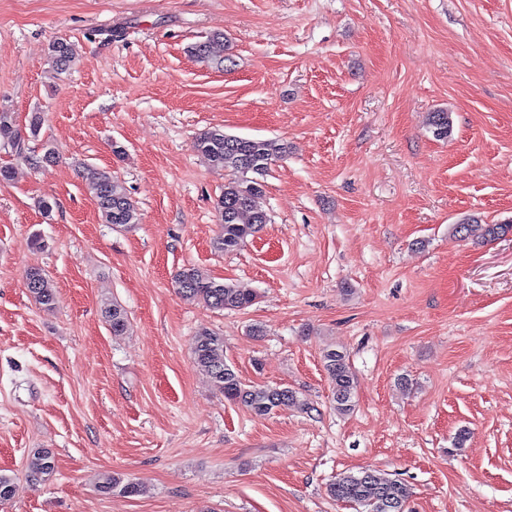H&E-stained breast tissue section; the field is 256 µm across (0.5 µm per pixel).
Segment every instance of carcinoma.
I'll return each instance as SVG.
<instances>
[{"instance_id": "carcinoma-1", "label": "carcinoma", "mask_w": 512, "mask_h": 512, "mask_svg": "<svg viewBox=\"0 0 512 512\" xmlns=\"http://www.w3.org/2000/svg\"><path fill=\"white\" fill-rule=\"evenodd\" d=\"M187 54L211 67L222 69L231 61L225 54L224 35L213 34L207 40L187 47ZM49 63L56 75L71 69L78 58V46L67 39L54 41L48 52ZM429 123L433 135L446 139L451 133L449 113L440 110L431 113ZM43 117L31 113L28 133L17 128L14 113L0 111V141L10 146L12 152L30 166L37 168L56 159L48 142H43V154L29 148L27 141L40 137ZM196 152L215 170L225 173L224 191L216 203L219 233L213 247L229 253L240 248L248 238L259 233L270 222L269 215L257 205L264 189V176L274 162L283 159L288 147L276 139H253L228 134L221 129L205 131L196 138ZM82 178L93 198L102 223L116 228H128L140 223L139 210L127 193L123 183L110 172L91 166L84 167ZM449 233L459 241L491 242L512 234V220L499 224H483L481 219L468 216L449 225ZM25 284L35 302L46 309L55 301L52 281L39 267L27 270ZM178 293L195 298L215 310H244L257 300V294L244 291L236 285L219 281L203 269L187 266L174 275ZM112 332L120 336L128 327L123 308L114 303L104 310ZM196 367L204 372L224 399L239 403L257 415H266L288 403L306 406L288 387L248 385L242 381L236 369L224 357V337L207 326L196 334L193 351ZM323 366L333 386L334 408L341 414L354 409L356 388L355 373L346 353L329 349L323 354ZM55 457L49 449H43L29 457L27 477L46 481L55 474ZM100 488L105 492H118L124 496H137L143 491L141 483L108 476ZM328 494L334 499L356 504L365 512H408L412 496L410 487L379 470L364 468L356 473H343L328 486Z\"/></svg>"}]
</instances>
